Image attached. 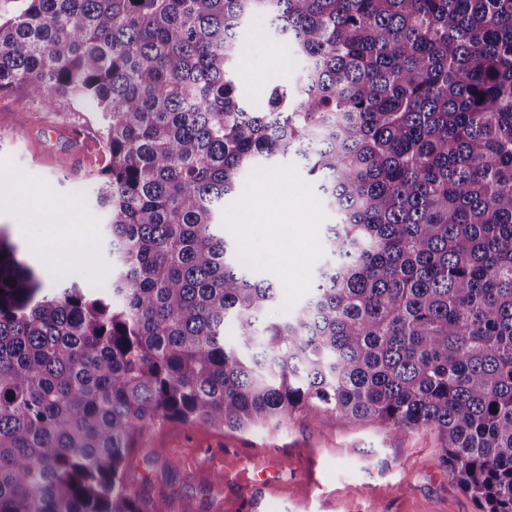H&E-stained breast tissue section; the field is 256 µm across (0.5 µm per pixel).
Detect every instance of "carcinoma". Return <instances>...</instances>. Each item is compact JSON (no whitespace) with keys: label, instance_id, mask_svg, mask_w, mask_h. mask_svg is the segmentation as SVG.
Instances as JSON below:
<instances>
[{"label":"carcinoma","instance_id":"cac0c4a2","mask_svg":"<svg viewBox=\"0 0 512 512\" xmlns=\"http://www.w3.org/2000/svg\"><path fill=\"white\" fill-rule=\"evenodd\" d=\"M255 14L303 61L260 112L232 78ZM16 88L96 114L86 260L112 278L49 282L0 227V512H165L124 477L144 432L310 410L435 431L481 512H512V0H5ZM290 154L336 222L270 321L224 200Z\"/></svg>","mask_w":512,"mask_h":512}]
</instances>
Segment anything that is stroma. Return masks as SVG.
<instances>
[{"label": "stroma", "instance_id": "35a3bbf8", "mask_svg": "<svg viewBox=\"0 0 512 512\" xmlns=\"http://www.w3.org/2000/svg\"><path fill=\"white\" fill-rule=\"evenodd\" d=\"M301 62L287 40L275 35L261 16L237 33V79L241 100L263 107L269 89L296 80ZM82 128L89 139L78 159L81 177L104 164L97 127L87 112L66 102L45 111L23 91L0 95V225L7 227L31 263L45 276H73L102 285L112 276L109 262L81 266L83 254L101 247V226L94 207L72 192L79 177L60 171L62 147L55 132ZM290 178L271 179L257 171L243 181L241 193L224 205L227 238L239 237V218L261 185L278 201L281 233L272 244L256 240L241 254L254 273L283 285L268 313L277 319L293 312L317 283L324 256L325 227L334 223L320 192L296 156L287 160ZM52 197L35 211L17 207L33 189ZM61 225L73 245L57 252L39 245L43 228ZM299 249L303 265L291 273L275 268L272 254ZM440 440L421 429L395 434L378 425L352 427L338 417L312 410L280 424L259 423L246 431L222 430L202 422L166 421L148 430L126 463V478L147 497L184 499L189 512H245L254 465L279 469L280 481L268 495L274 512H481L439 461Z\"/></svg>", "mask_w": 512, "mask_h": 512}]
</instances>
